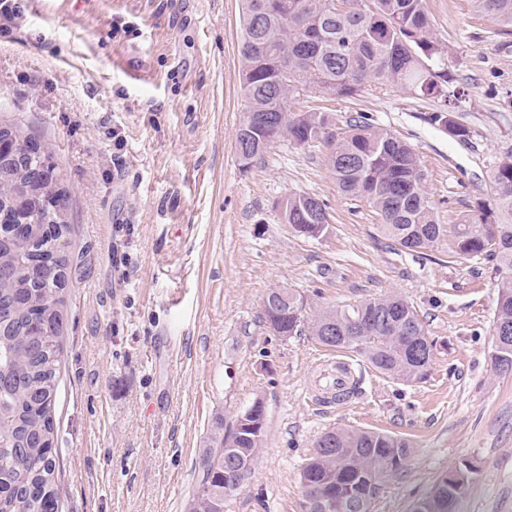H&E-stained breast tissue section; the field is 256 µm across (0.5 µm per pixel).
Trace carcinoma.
<instances>
[{
  "instance_id": "obj_1",
  "label": "carcinoma",
  "mask_w": 512,
  "mask_h": 512,
  "mask_svg": "<svg viewBox=\"0 0 512 512\" xmlns=\"http://www.w3.org/2000/svg\"><path fill=\"white\" fill-rule=\"evenodd\" d=\"M254 0H247L238 44L242 125H254L258 140L295 145L323 141L330 146V167L339 190L358 198L380 217L381 232L396 246L430 249L448 236L436 223L425 190V171L411 145L390 131L362 121L336 135L323 111H291L301 96L352 98L367 85L401 87L423 98L445 96L448 71L440 67L443 50L433 37L426 0H263L261 22L251 18ZM477 9L512 32V0H475ZM431 120L452 124V136L470 131L449 111ZM30 136L19 124L0 123V143L13 151L0 157V215L11 217L0 229V512H55L56 452L52 408L61 363V309L54 280H36L28 263L38 256L57 257L60 276L68 277L69 254L60 248L67 228L68 196L59 187L60 169L53 153L38 144L27 154ZM492 192L455 225L453 253L461 259H484L507 271L499 288L493 317L491 361L496 371L512 373V155L501 160L491 176ZM328 223L325 206L306 194L288 196L284 221L292 230L315 237L316 214ZM288 304L276 291L266 298L268 322L278 320L288 336L309 333L321 345L350 349L383 376L411 384L426 379L430 359L414 358L412 343L400 337L410 330L427 336L417 310L397 295L369 297L308 316L302 296L288 292ZM362 320L360 342L331 339L329 327ZM252 428L235 421L224 431L215 419L207 466L191 503L194 512H224V466L235 460L254 468L266 436L263 400ZM337 454H322V439L300 469L323 500L321 512H370L384 481L403 469L412 453L408 439L354 427L327 431ZM464 494L450 484L436 483L422 498L430 512H458Z\"/></svg>"
}]
</instances>
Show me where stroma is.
<instances>
[{
    "label": "stroma",
    "instance_id": "1",
    "mask_svg": "<svg viewBox=\"0 0 512 512\" xmlns=\"http://www.w3.org/2000/svg\"><path fill=\"white\" fill-rule=\"evenodd\" d=\"M243 0H26L0 36V120L50 145L68 191L71 257L54 403L60 512H187L215 417L232 426L255 399L266 437L224 512H304L299 468L316 438L351 425L409 438L403 470L370 512H409L464 462L477 472L460 512H512V374L490 359L502 275L384 238L365 202L341 193L324 143L274 144L241 166L237 45ZM448 94L365 87L304 97L333 132L359 119L418 153L437 223L454 227L490 195L512 149V34L472 0H427ZM452 110L469 137L431 120ZM322 202L320 238L295 234L279 203ZM300 294L312 311L396 295L434 340L427 378L403 384L361 356L346 404H315L308 335L272 333L263 301Z\"/></svg>",
    "mask_w": 512,
    "mask_h": 512
}]
</instances>
